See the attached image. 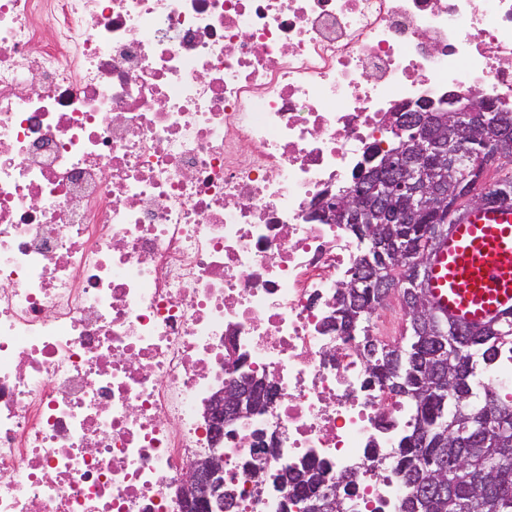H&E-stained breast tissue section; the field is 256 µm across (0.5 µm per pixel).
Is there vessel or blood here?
Instances as JSON below:
<instances>
[{
	"label": "vessel or blood",
	"instance_id": "1",
	"mask_svg": "<svg viewBox=\"0 0 512 512\" xmlns=\"http://www.w3.org/2000/svg\"><path fill=\"white\" fill-rule=\"evenodd\" d=\"M433 312L463 327L512 318V207L463 210L438 241L422 282Z\"/></svg>",
	"mask_w": 512,
	"mask_h": 512
}]
</instances>
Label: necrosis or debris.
Listing matches in <instances>:
<instances>
[{"mask_svg": "<svg viewBox=\"0 0 512 512\" xmlns=\"http://www.w3.org/2000/svg\"><path fill=\"white\" fill-rule=\"evenodd\" d=\"M473 92L512 111V0H0V512H183L253 376L229 512H304L311 460L401 512L414 413L330 325L360 242L316 211L391 113ZM258 383L262 388L258 405L247 398L248 393L241 392L240 383L237 382L224 386L213 396L206 417L215 447L222 443L224 433L237 419L264 411L273 403L275 388L265 378L258 380Z\"/></svg>", "mask_w": 512, "mask_h": 512, "instance_id": "1", "label": "necrosis or debris"}]
</instances>
